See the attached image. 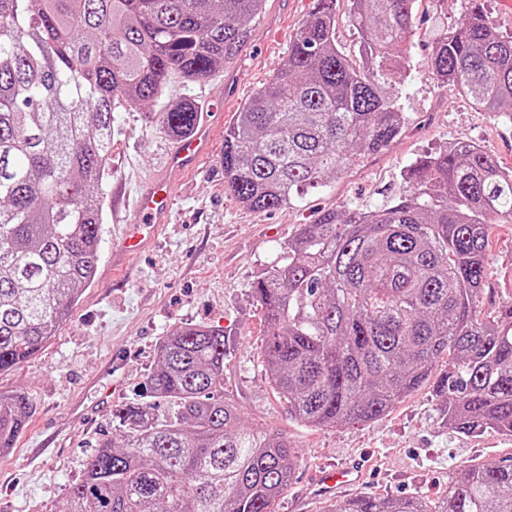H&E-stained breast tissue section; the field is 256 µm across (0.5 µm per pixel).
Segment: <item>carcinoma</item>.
<instances>
[{"instance_id":"1","label":"carcinoma","mask_w":512,"mask_h":512,"mask_svg":"<svg viewBox=\"0 0 512 512\" xmlns=\"http://www.w3.org/2000/svg\"><path fill=\"white\" fill-rule=\"evenodd\" d=\"M265 0H0V372L57 336L97 271L113 112L146 105L170 77L214 76ZM357 55L336 45L337 0H315L288 58L224 131V184L254 210L284 208L386 149L404 117L390 91L417 0H346ZM431 67L476 107L512 121V36L473 0ZM151 121H202L184 100ZM512 223V172L451 142L401 172L383 205L339 206L303 224L252 288L264 367L291 418L372 421L436 382L444 427L512 436V305L481 317L493 224ZM226 331L163 337L148 401L112 406V437L68 486L61 512H274L298 462L278 433L247 427L224 399ZM32 408L0 392V449ZM330 512H512V467L473 465L434 510L418 497L361 496Z\"/></svg>"}]
</instances>
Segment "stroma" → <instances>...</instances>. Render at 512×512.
Returning a JSON list of instances; mask_svg holds the SVG:
<instances>
[{
	"label": "stroma",
	"mask_w": 512,
	"mask_h": 512,
	"mask_svg": "<svg viewBox=\"0 0 512 512\" xmlns=\"http://www.w3.org/2000/svg\"><path fill=\"white\" fill-rule=\"evenodd\" d=\"M313 5L314 0H266L223 71L196 83L171 77L152 103L150 110L160 112L193 98L204 123L214 125L210 152L194 171L168 169L173 137L147 122L146 112L116 109L109 183L121 185L123 201L104 210L96 279L83 288L70 320L49 344L30 361L0 373V391H22L32 402L13 448L0 453V512H52L63 505L96 442L111 433L113 405L137 400L162 337L203 323L229 333L225 398L239 407L249 427L283 433L299 452L275 512H331L336 501L357 496H414L433 503L470 465L512 464V436L441 427L433 381L371 422L310 428L289 418L268 379L264 316L252 286L283 258L300 225L343 204L383 203L397 191L407 165L451 142L477 143L512 170V125L441 84L429 63L436 39L460 21L469 0H418L410 56L392 80L405 118L400 136L289 207H243L224 184V129L283 65L290 39ZM151 174L165 175L174 185L169 220L158 225L143 250L121 254L123 226L133 220L134 198ZM490 258L480 306L496 316L512 304V223L493 225ZM357 459L369 462L362 482L341 488L333 499L315 496L312 480L320 468Z\"/></svg>",
	"instance_id": "stroma-1"
}]
</instances>
